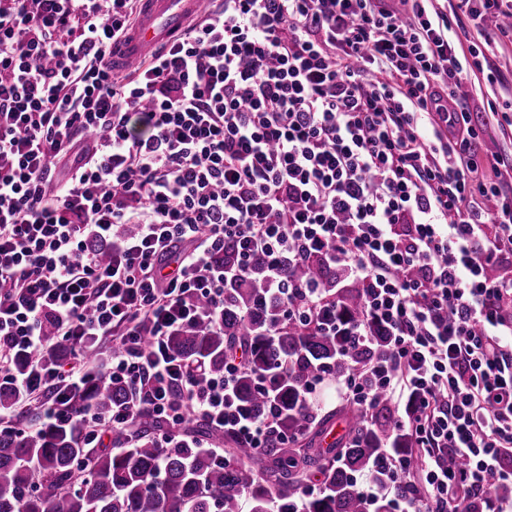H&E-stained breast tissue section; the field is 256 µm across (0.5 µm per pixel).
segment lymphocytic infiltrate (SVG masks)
<instances>
[{"instance_id": "obj_1", "label": "lymphocytic infiltrate", "mask_w": 512, "mask_h": 512, "mask_svg": "<svg viewBox=\"0 0 512 512\" xmlns=\"http://www.w3.org/2000/svg\"><path fill=\"white\" fill-rule=\"evenodd\" d=\"M492 15L511 23L489 31ZM137 17L138 0H0V386L17 410L48 395L42 425L80 427L89 448L145 411L170 426L163 448L192 415L249 448L291 445L274 413L236 404L244 354L202 383L167 341L220 332L225 289L258 260L289 321L335 332L324 284L288 278L316 258L361 289L345 333L381 326L391 350L314 374L305 403L387 398L420 460L390 457L393 481L360 493L392 512H512L487 494L512 486V154L488 181L458 98L476 75L512 84L495 63L512 0H215L116 72ZM34 351L48 363L17 371ZM98 370L131 392L108 417L65 396Z\"/></svg>"}]
</instances>
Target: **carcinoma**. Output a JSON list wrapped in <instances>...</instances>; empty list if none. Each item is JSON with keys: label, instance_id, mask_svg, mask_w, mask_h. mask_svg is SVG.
I'll use <instances>...</instances> for the list:
<instances>
[{"label": "carcinoma", "instance_id": "obj_1", "mask_svg": "<svg viewBox=\"0 0 512 512\" xmlns=\"http://www.w3.org/2000/svg\"><path fill=\"white\" fill-rule=\"evenodd\" d=\"M262 268V262H255L245 281L226 290L224 333L213 334L198 323L171 336L168 347L203 382L223 373L227 357L249 342L252 372L237 380L238 399L255 413L276 405L281 428L307 438L305 444L245 448L230 434L202 426L200 432L227 446L226 456L206 448L161 450L155 440L160 423L149 414L128 430L113 433L111 445L91 454L81 447L75 427L25 434L4 428L0 512H242L246 498L252 501V512H294L312 476L320 478L324 493L307 502V512H390L386 501L369 506L356 485L362 476L388 478L378 466L384 456H407L409 442L395 433L390 402L380 398L369 417L347 405L312 416L301 403V390L317 371L344 376L364 361L382 360L390 352V337L376 326L370 341L356 347L343 333L329 336L289 325ZM289 275L295 280L324 279L339 311L353 314L361 306L360 288L349 282L336 287V273L319 263L293 267ZM282 358L293 360L291 370L274 375L271 395L260 393L253 373L275 370ZM73 398L109 416L129 392L100 375ZM339 419L346 420L345 433L323 446V435ZM83 458L88 467L81 473L76 464Z\"/></svg>", "mask_w": 512, "mask_h": 512}]
</instances>
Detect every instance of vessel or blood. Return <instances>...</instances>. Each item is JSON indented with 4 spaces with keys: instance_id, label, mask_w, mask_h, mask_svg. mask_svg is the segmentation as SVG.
I'll list each match as a JSON object with an SVG mask.
<instances>
[{
    "instance_id": "b4317fda",
    "label": "vessel or blood",
    "mask_w": 512,
    "mask_h": 512,
    "mask_svg": "<svg viewBox=\"0 0 512 512\" xmlns=\"http://www.w3.org/2000/svg\"><path fill=\"white\" fill-rule=\"evenodd\" d=\"M204 0H139V14L113 60L127 69L158 48L170 45L201 14Z\"/></svg>"
}]
</instances>
